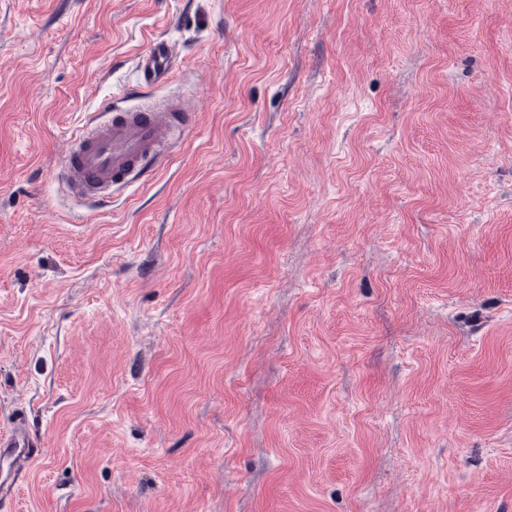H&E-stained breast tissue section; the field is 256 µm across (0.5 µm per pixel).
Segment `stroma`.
<instances>
[{
  "mask_svg": "<svg viewBox=\"0 0 512 512\" xmlns=\"http://www.w3.org/2000/svg\"><path fill=\"white\" fill-rule=\"evenodd\" d=\"M171 37L196 122L57 173ZM0 512H512V0H0ZM193 113L179 97L114 107L106 120L86 119L69 140L61 165L64 191L85 202L111 204L169 157ZM41 443L32 438L23 423H16L7 433L0 432V502H7L16 494L17 475L28 471L30 465L41 456Z\"/></svg>",
  "mask_w": 512,
  "mask_h": 512,
  "instance_id": "obj_1",
  "label": "stroma"
}]
</instances>
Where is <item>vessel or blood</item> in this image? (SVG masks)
<instances>
[{
	"instance_id": "vessel-or-blood-1",
	"label": "vessel or blood",
	"mask_w": 512,
	"mask_h": 512,
	"mask_svg": "<svg viewBox=\"0 0 512 512\" xmlns=\"http://www.w3.org/2000/svg\"><path fill=\"white\" fill-rule=\"evenodd\" d=\"M178 52L173 40L152 37L135 59L137 84L155 87L175 73ZM193 121L182 98L167 97L111 109L107 119H86L68 143L61 165L64 191L105 205L115 194L134 186L170 156ZM41 455V444L24 423L0 432V502L16 494L19 472Z\"/></svg>"
}]
</instances>
